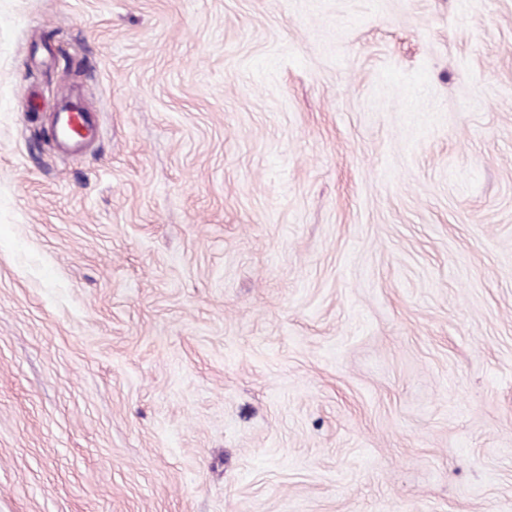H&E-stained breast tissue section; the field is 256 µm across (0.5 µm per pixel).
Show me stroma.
Returning <instances> with one entry per match:
<instances>
[{
	"label": "stroma",
	"instance_id": "obj_1",
	"mask_svg": "<svg viewBox=\"0 0 512 512\" xmlns=\"http://www.w3.org/2000/svg\"><path fill=\"white\" fill-rule=\"evenodd\" d=\"M0 512H512V0H0ZM53 136L63 145L78 144L95 139V122L86 114L78 112L67 104L56 113Z\"/></svg>",
	"mask_w": 512,
	"mask_h": 512
}]
</instances>
